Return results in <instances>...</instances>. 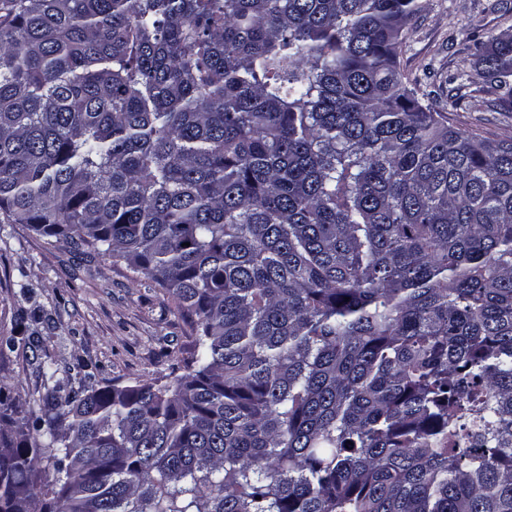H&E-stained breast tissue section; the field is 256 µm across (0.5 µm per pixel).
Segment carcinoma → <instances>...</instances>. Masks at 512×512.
<instances>
[{
    "instance_id": "cac0c4a2",
    "label": "carcinoma",
    "mask_w": 512,
    "mask_h": 512,
    "mask_svg": "<svg viewBox=\"0 0 512 512\" xmlns=\"http://www.w3.org/2000/svg\"><path fill=\"white\" fill-rule=\"evenodd\" d=\"M422 8L0 0V215L198 332L173 385L0 400V512H512V140L405 76ZM476 79L512 108V33Z\"/></svg>"
}]
</instances>
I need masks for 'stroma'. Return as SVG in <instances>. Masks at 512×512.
<instances>
[{"label": "stroma", "mask_w": 512, "mask_h": 512, "mask_svg": "<svg viewBox=\"0 0 512 512\" xmlns=\"http://www.w3.org/2000/svg\"><path fill=\"white\" fill-rule=\"evenodd\" d=\"M400 56L407 77L460 131L512 140V112L470 82L476 41L512 30V0H423ZM197 336L194 318L108 255L87 256L0 222V395L43 408L41 366L61 386L172 383Z\"/></svg>", "instance_id": "obj_1"}]
</instances>
